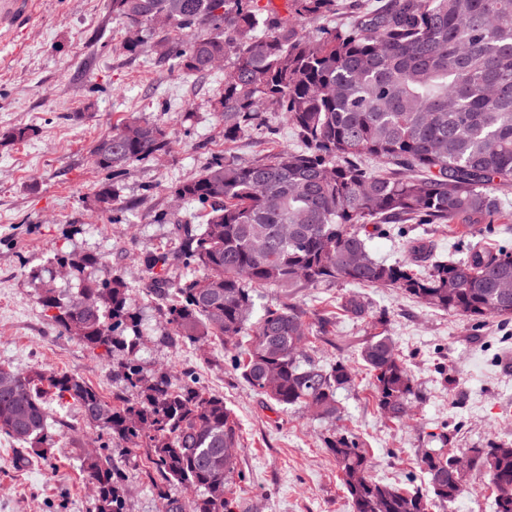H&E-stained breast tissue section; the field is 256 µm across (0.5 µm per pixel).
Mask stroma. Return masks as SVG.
Listing matches in <instances>:
<instances>
[{
	"label": "stroma",
	"mask_w": 512,
	"mask_h": 512,
	"mask_svg": "<svg viewBox=\"0 0 512 512\" xmlns=\"http://www.w3.org/2000/svg\"><path fill=\"white\" fill-rule=\"evenodd\" d=\"M125 34L111 0H34L32 15L17 31L0 35V131H39L0 143V364L23 372H66L111 397V357L59 335L37 302L40 280H51L64 294L70 288L50 263L53 252H90L100 260L90 276L111 272L136 287L143 366L169 369L179 378L191 375L235 411L242 476L236 512H352L323 444L329 431L342 427L369 448L372 474L401 486L419 478L418 452L432 447V435L440 430H447L450 447L461 453L512 442V370L503 367L512 356V322H471L426 308L393 288L362 289L370 317L337 316L308 354L323 364L340 357L359 365L374 317L385 316L418 393L415 416L404 424L377 410L368 375L339 391V418L322 420L303 410L283 411L252 390L231 362L240 350L237 342L193 345L170 337L158 301L142 287L139 259L170 245L175 221L195 211L175 201L172 188L197 177L212 158L252 160L297 146L300 139L274 118L271 133L225 142L224 123L214 110L223 70L168 72L150 50L128 55ZM131 116L167 125L173 143L157 160L127 166L119 179L120 209L102 212L93 197L106 175L93 165L90 149L113 124ZM409 238L462 259L475 248L511 250L512 223L464 238L450 236L444 224H397L388 232L371 229L368 246L391 263L403 257ZM350 290L341 282L266 288L256 293L255 307L293 302L314 318ZM100 442L98 431L71 432L59 438L50 460L34 457L22 466L15 443L0 436V512H90L91 483L76 451ZM117 462L126 477L127 512H162L142 455L121 453Z\"/></svg>",
	"instance_id": "stroma-1"
}]
</instances>
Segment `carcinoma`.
Masks as SVG:
<instances>
[{"mask_svg": "<svg viewBox=\"0 0 512 512\" xmlns=\"http://www.w3.org/2000/svg\"><path fill=\"white\" fill-rule=\"evenodd\" d=\"M112 15L154 42L155 59L171 72L211 71L224 61V92L215 110L224 141L269 128L282 117L301 139L298 149L263 158L229 156L204 166L172 195L206 217L196 229L177 228L174 252L140 258L147 288L163 301L172 334L197 344L250 337L233 359L242 379L283 410L305 409L320 419L340 414L337 391L354 370L344 360L320 365L305 356L313 339L333 325V312L308 320L300 305L282 302L254 317L261 288H314L340 281L361 288H395L432 310L471 321H512V251L474 249L463 260L440 259L417 239L407 259L374 258L369 224H446L451 232L512 221V0H112ZM319 23L305 33L299 22ZM129 126L143 131L127 139ZM172 132L131 116L93 147L108 174L94 194L108 212L120 202L116 180L134 162L170 149ZM177 261L189 273L174 282ZM67 264L76 292L93 307L69 310L48 282L38 304L64 336L91 351L116 357L123 387L107 400L83 379L43 368L20 372L0 365V435L17 445L18 461L46 456L56 439L79 427L107 440L79 454L96 488L92 512H126L124 475L114 447L144 451L152 489L167 512H234V450L240 429L221 396L190 379L173 383L165 372L144 370L133 287L110 274L86 271L99 258L55 252ZM363 318L361 296L339 303ZM359 350L372 378L376 407L400 421L417 398L412 373L399 355L386 320ZM67 399L77 425L52 429L47 395ZM426 448L419 467L423 488H403L370 472L368 451L350 431L324 438L353 512H431L488 480L495 512H512V443L467 450L466 464L445 449ZM190 487L188 501L172 496Z\"/></svg>", "mask_w": 512, "mask_h": 512, "instance_id": "1", "label": "carcinoma"}]
</instances>
